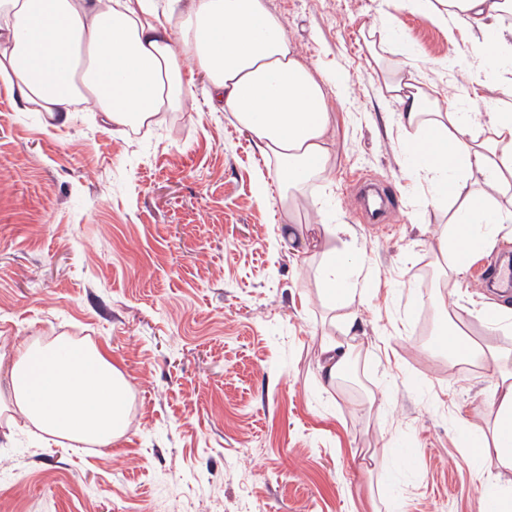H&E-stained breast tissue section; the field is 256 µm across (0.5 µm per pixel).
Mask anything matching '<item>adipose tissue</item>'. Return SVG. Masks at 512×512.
I'll return each instance as SVG.
<instances>
[{
  "label": "adipose tissue",
  "instance_id": "1",
  "mask_svg": "<svg viewBox=\"0 0 512 512\" xmlns=\"http://www.w3.org/2000/svg\"><path fill=\"white\" fill-rule=\"evenodd\" d=\"M385 4L467 34L461 72L490 78L500 93L474 112L442 106L439 91L412 69L383 79L400 128L413 133L404 146L409 169L434 200H460L439 247L459 269L468 242L487 249V228L512 224V24L504 21L512 0ZM190 66L206 76L212 108L231 113L274 162L283 210L310 180L332 179L329 99L343 97L346 86L317 74L266 0H0V85L26 110L65 118L82 103L106 122L149 127L193 101ZM325 255L324 299L351 305L360 256L333 247ZM8 374L14 413L47 436L107 445L122 434L130 382L96 345L27 341ZM490 409L495 426L474 454L512 470V371L496 379Z\"/></svg>",
  "mask_w": 512,
  "mask_h": 512
}]
</instances>
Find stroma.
Listing matches in <instances>:
<instances>
[{
    "label": "stroma",
    "mask_w": 512,
    "mask_h": 512,
    "mask_svg": "<svg viewBox=\"0 0 512 512\" xmlns=\"http://www.w3.org/2000/svg\"><path fill=\"white\" fill-rule=\"evenodd\" d=\"M332 100L336 170L311 181L306 237L359 250L363 300L320 296L321 249L283 240L275 175L248 134L197 94L148 130L96 112H26L0 87V355L17 343L93 341L129 379V416L106 446L45 440L0 410V512H483L487 472L466 426L491 430L512 332L478 269L512 254V230L459 271L439 252L447 202L402 160L381 73L410 44L422 81L474 111L494 86L453 67L463 38L401 11L389 36L363 24L382 0H269ZM448 311L494 358L454 364L417 341L424 309ZM353 337H346L345 329ZM350 340L347 377L321 349Z\"/></svg>",
    "instance_id": "1"
}]
</instances>
